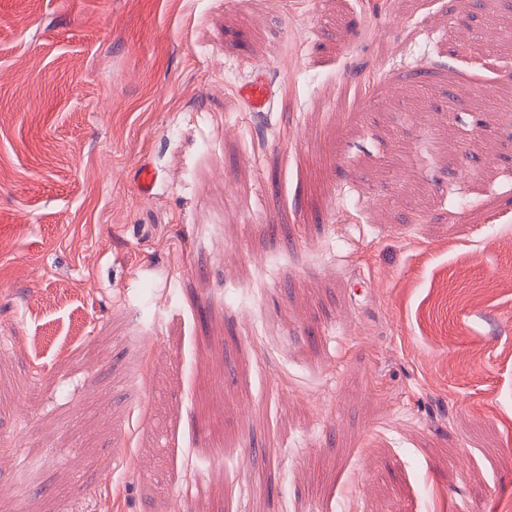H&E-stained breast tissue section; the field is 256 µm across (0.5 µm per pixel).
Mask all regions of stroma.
I'll return each mask as SVG.
<instances>
[{"mask_svg":"<svg viewBox=\"0 0 512 512\" xmlns=\"http://www.w3.org/2000/svg\"><path fill=\"white\" fill-rule=\"evenodd\" d=\"M508 32L0 0V512H512ZM238 95L245 102L248 111L263 112L268 104L269 89L262 68L254 69L252 80L239 88Z\"/></svg>","mask_w":512,"mask_h":512,"instance_id":"1","label":"stroma"}]
</instances>
